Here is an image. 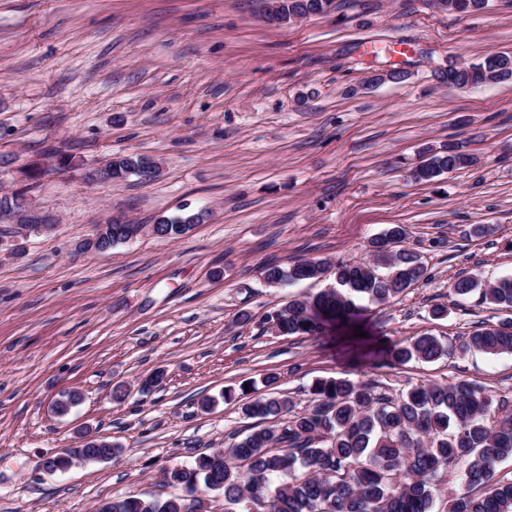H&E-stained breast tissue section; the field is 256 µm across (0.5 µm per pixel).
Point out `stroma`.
Returning <instances> with one entry per match:
<instances>
[{
  "mask_svg": "<svg viewBox=\"0 0 512 512\" xmlns=\"http://www.w3.org/2000/svg\"><path fill=\"white\" fill-rule=\"evenodd\" d=\"M336 4L274 27L255 0H0V197H23L53 225L11 233L0 216V512H95L115 497L181 494L168 469L257 425L225 389L264 396L271 373L301 411L314 380L340 377L397 390L465 380L512 408L510 354L399 367L381 355L512 315L453 305L449 293L461 275L512 277V80L459 89L435 77L512 53V0L468 16L425 0ZM392 63L404 82L369 83ZM449 144L475 165L429 184L409 178L423 147ZM116 155L153 158L162 174L83 180V167ZM36 161L42 175L23 179ZM193 213L201 221L175 240L146 233L104 255L79 248L118 215L151 224ZM395 224L429 282L361 302L352 322L321 336L263 331L271 308L328 286L270 287L269 262H363ZM478 225L492 234L476 235ZM438 304L447 317L433 318ZM157 370L162 383L141 392ZM72 389L80 404L53 415V398ZM85 426L119 455L46 474L43 459Z\"/></svg>",
  "mask_w": 512,
  "mask_h": 512,
  "instance_id": "obj_1",
  "label": "stroma"
}]
</instances>
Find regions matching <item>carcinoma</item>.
<instances>
[{"mask_svg": "<svg viewBox=\"0 0 512 512\" xmlns=\"http://www.w3.org/2000/svg\"><path fill=\"white\" fill-rule=\"evenodd\" d=\"M276 18L321 15L335 0H277ZM488 0H444L442 10L468 14ZM439 79L457 88L512 80V55L493 54L452 65ZM143 157L112 159V181L138 173ZM474 157L450 145L427 147L410 178L430 183L444 173L471 167ZM196 217L164 220L170 238L185 234ZM406 229L396 224L370 242L368 262L296 260L271 263L266 282L275 286L320 280L333 273L335 285L306 299L268 312L264 329L279 336L320 334L367 299L385 304L430 279L422 255L400 243ZM450 293L458 301L477 297L480 304L512 310V278L486 287L473 276L455 280ZM471 351L512 354V318L486 324L444 342L414 336L390 351V361L434 362ZM311 406L295 410L280 392L244 404L243 412L268 422L230 444L224 453L198 457L190 466L168 471L183 494L166 500L140 496L113 499L106 512H211L207 494L224 497V512H431L436 478L448 467L465 464L462 490L448 499V512H512V482L497 478L496 463L512 456V412L465 381L414 384L391 393L375 380L317 379Z\"/></svg>", "mask_w": 512, "mask_h": 512, "instance_id": "1", "label": "carcinoma"}]
</instances>
